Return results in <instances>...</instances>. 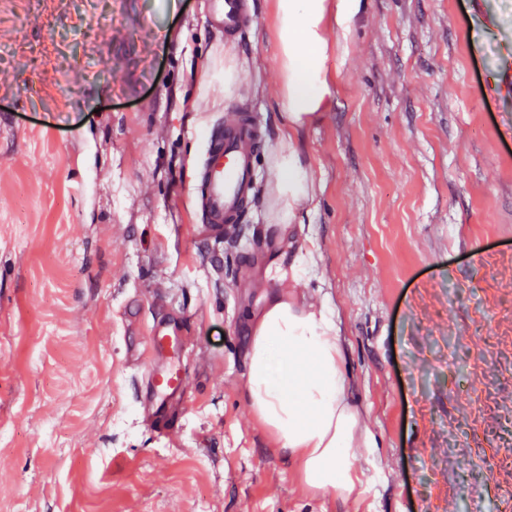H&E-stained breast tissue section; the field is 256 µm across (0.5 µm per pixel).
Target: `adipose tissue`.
Wrapping results in <instances>:
<instances>
[{
    "instance_id": "adipose-tissue-1",
    "label": "adipose tissue",
    "mask_w": 512,
    "mask_h": 512,
    "mask_svg": "<svg viewBox=\"0 0 512 512\" xmlns=\"http://www.w3.org/2000/svg\"><path fill=\"white\" fill-rule=\"evenodd\" d=\"M325 11V0H278L284 109L294 122L316 111L323 99L326 80L318 50ZM301 36L311 53H293ZM248 358L245 398L252 416L295 459L309 487L352 490L359 415L347 400L348 378L332 318L275 300L256 320Z\"/></svg>"
}]
</instances>
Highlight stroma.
Instances as JSON below:
<instances>
[{
  "mask_svg": "<svg viewBox=\"0 0 512 512\" xmlns=\"http://www.w3.org/2000/svg\"><path fill=\"white\" fill-rule=\"evenodd\" d=\"M326 3L307 194L218 241L186 202L198 115L250 95L275 168L277 0L232 50L205 0H0V512H512V0ZM284 293L336 324L376 442L352 492L244 398ZM168 312L193 352L161 432L138 342Z\"/></svg>",
  "mask_w": 512,
  "mask_h": 512,
  "instance_id": "obj_1",
  "label": "stroma"
}]
</instances>
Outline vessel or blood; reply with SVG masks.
Wrapping results in <instances>:
<instances>
[{
  "mask_svg": "<svg viewBox=\"0 0 512 512\" xmlns=\"http://www.w3.org/2000/svg\"><path fill=\"white\" fill-rule=\"evenodd\" d=\"M208 20L228 43L253 22L246 0H209ZM201 126L206 140L196 160L190 202L210 235L220 237L225 225L239 223L255 195L265 189L266 179L256 167L265 142L257 115L239 100L223 111L203 113ZM182 336L180 324L156 321L149 325L143 346L152 353L170 348L180 355L185 351ZM142 386L141 406L159 419L185 397L183 376L171 368L149 366Z\"/></svg>",
  "mask_w": 512,
  "mask_h": 512,
  "instance_id": "1",
  "label": "vessel or blood"
}]
</instances>
